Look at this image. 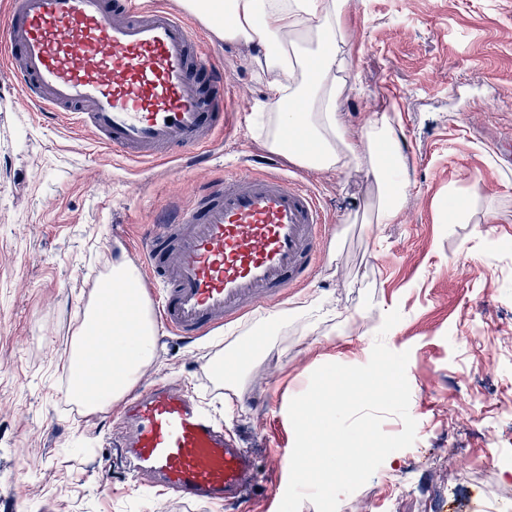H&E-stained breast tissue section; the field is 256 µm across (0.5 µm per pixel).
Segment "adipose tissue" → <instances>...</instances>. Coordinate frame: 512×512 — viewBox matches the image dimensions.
Returning <instances> with one entry per match:
<instances>
[{
    "label": "adipose tissue",
    "mask_w": 512,
    "mask_h": 512,
    "mask_svg": "<svg viewBox=\"0 0 512 512\" xmlns=\"http://www.w3.org/2000/svg\"><path fill=\"white\" fill-rule=\"evenodd\" d=\"M201 16L214 18L221 41L251 48V65L265 80L266 148L304 167L366 169L379 186L375 224L399 217L409 186L405 136L398 114L372 112L359 137H352L341 112V96L351 68L349 0H192ZM296 127L305 146L291 144L286 131ZM122 298L126 311L105 320L104 304ZM75 335L69 392L87 411L100 408L95 395L120 400L153 360L157 326L143 304L137 268L113 259L89 299ZM98 338L108 348L89 359L85 341Z\"/></svg>",
    "instance_id": "obj_1"
}]
</instances>
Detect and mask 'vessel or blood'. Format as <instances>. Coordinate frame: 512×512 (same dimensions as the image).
I'll use <instances>...</instances> for the list:
<instances>
[{"instance_id": "1", "label": "vessel or blood", "mask_w": 512, "mask_h": 512, "mask_svg": "<svg viewBox=\"0 0 512 512\" xmlns=\"http://www.w3.org/2000/svg\"><path fill=\"white\" fill-rule=\"evenodd\" d=\"M0 56L27 107L65 115L130 160L202 156L226 122L224 73L199 16L166 0H8ZM317 195L277 166L226 172L136 247L158 317L196 338L284 300L328 240ZM122 463L135 480L189 503L224 505L253 480L250 453L183 386L158 382L122 414Z\"/></svg>"}]
</instances>
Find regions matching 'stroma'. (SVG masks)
<instances>
[{
  "mask_svg": "<svg viewBox=\"0 0 512 512\" xmlns=\"http://www.w3.org/2000/svg\"><path fill=\"white\" fill-rule=\"evenodd\" d=\"M349 37L350 133L377 109L401 114L412 183L397 222L367 223L378 190L364 170L278 157L334 227L322 263L285 302L218 334L158 330L139 379L183 383L253 451L248 497L219 511L135 487L115 438L119 404L68 406V360L112 258L201 183L265 155L264 89L249 52L210 45L230 79V124L203 167L113 154L67 119L26 111L0 69V512H278L291 399L323 364L367 363L379 338L410 353L417 438L338 512H483L487 499L512 501V0H351ZM135 181L143 191L131 192ZM467 194L466 218L449 222V197ZM395 309L400 322L380 334ZM246 346L254 356L230 382L217 379L214 363Z\"/></svg>",
  "mask_w": 512,
  "mask_h": 512,
  "instance_id": "stroma-1",
  "label": "stroma"
}]
</instances>
